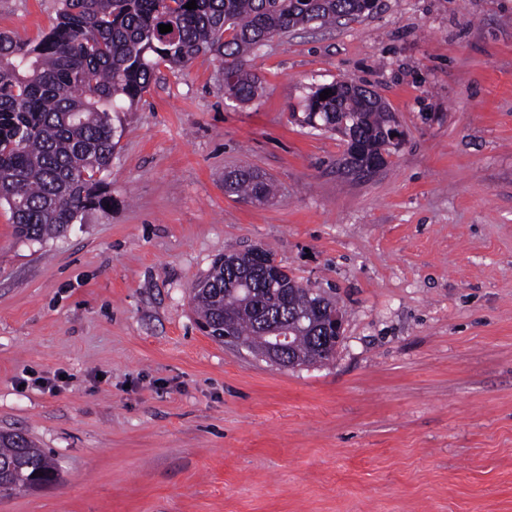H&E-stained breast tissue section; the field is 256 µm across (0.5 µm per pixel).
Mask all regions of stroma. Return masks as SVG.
<instances>
[{
    "label": "stroma",
    "mask_w": 512,
    "mask_h": 512,
    "mask_svg": "<svg viewBox=\"0 0 512 512\" xmlns=\"http://www.w3.org/2000/svg\"><path fill=\"white\" fill-rule=\"evenodd\" d=\"M58 0H0L38 42ZM160 67L103 178L112 205L17 239L0 207V431L59 482L0 512H512V0H379L249 57ZM366 86L404 134L367 176L302 125ZM277 187L251 204L225 173ZM259 246L333 295L332 360L282 370L203 333L191 290ZM326 328L328 330L327 338L329 339L327 349L329 350L323 353V355H335L337 347L343 339L344 331V317L340 310L334 311L329 316L328 322L326 323Z\"/></svg>",
    "instance_id": "stroma-1"
}]
</instances>
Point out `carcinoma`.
<instances>
[{
    "mask_svg": "<svg viewBox=\"0 0 512 512\" xmlns=\"http://www.w3.org/2000/svg\"><path fill=\"white\" fill-rule=\"evenodd\" d=\"M60 0L56 22L38 42L0 33V206L10 211L15 236L40 242L62 235L89 210L112 203L102 174L112 163L116 122L148 90L160 65L182 68L201 55L219 59L224 93L240 102L261 89L249 54L275 36L313 23L335 25L377 8L376 0ZM172 25L162 34L159 25ZM333 93L325 100L320 94ZM322 85L304 104L303 122L350 135L359 160L386 151L397 124L375 94H334ZM225 192L263 204L276 186L238 170ZM267 265L247 256L233 265L218 259L194 288L199 324L209 336L250 342L254 351L272 338L259 335V318L288 319L293 354L314 359L324 335L318 312L337 308L327 293L301 284L265 252ZM0 473L10 493L40 489L60 476L55 459L18 433H0Z\"/></svg>",
    "mask_w": 512,
    "mask_h": 512,
    "instance_id": "cac0c4a2",
    "label": "carcinoma"
}]
</instances>
